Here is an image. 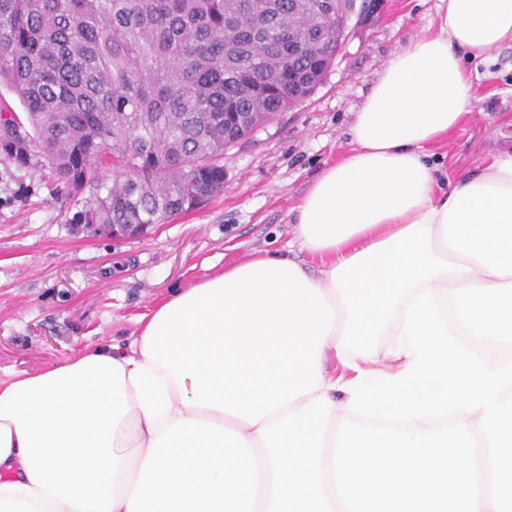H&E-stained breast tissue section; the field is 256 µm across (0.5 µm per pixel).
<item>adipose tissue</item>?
Returning a JSON list of instances; mask_svg holds the SVG:
<instances>
[{"label": "adipose tissue", "instance_id": "obj_1", "mask_svg": "<svg viewBox=\"0 0 512 512\" xmlns=\"http://www.w3.org/2000/svg\"><path fill=\"white\" fill-rule=\"evenodd\" d=\"M512 46V0H440L388 63L350 150L313 180L285 253L172 294L124 346L0 378V512H347L332 457L349 417L330 373L347 308L331 272L414 222L461 265L439 295L512 283V151L442 189L434 146L475 98L460 51Z\"/></svg>", "mask_w": 512, "mask_h": 512}]
</instances>
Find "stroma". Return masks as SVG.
I'll use <instances>...</instances> for the list:
<instances>
[{
    "instance_id": "stroma-1",
    "label": "stroma",
    "mask_w": 512,
    "mask_h": 512,
    "mask_svg": "<svg viewBox=\"0 0 512 512\" xmlns=\"http://www.w3.org/2000/svg\"><path fill=\"white\" fill-rule=\"evenodd\" d=\"M324 82L224 152V189L203 208L114 240L75 227L85 198L48 168L0 153V377L34 373L101 339L128 343L139 320L226 261L276 253L292 209L348 147L355 114L388 62L435 20L439 0H370ZM470 121L436 150L446 183L512 145V48L470 60Z\"/></svg>"
}]
</instances>
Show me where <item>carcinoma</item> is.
I'll list each match as a JSON object with an SVG mask.
<instances>
[{"instance_id":"1","label":"carcinoma","mask_w":512,"mask_h":512,"mask_svg":"<svg viewBox=\"0 0 512 512\" xmlns=\"http://www.w3.org/2000/svg\"><path fill=\"white\" fill-rule=\"evenodd\" d=\"M354 2L0 0V86L34 129L3 119L0 137L88 190L78 223L163 224L224 185L226 148L321 84ZM111 166L126 176L107 187Z\"/></svg>"}]
</instances>
